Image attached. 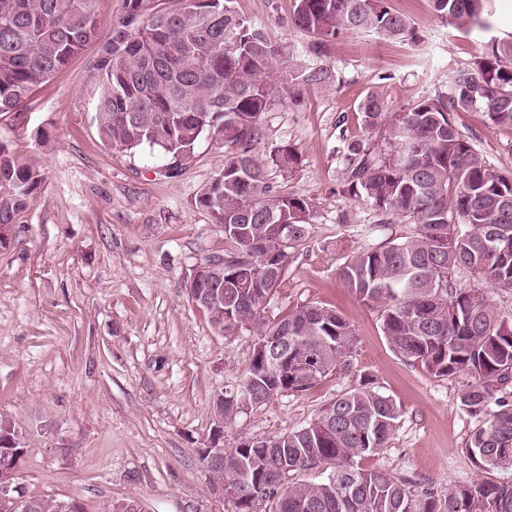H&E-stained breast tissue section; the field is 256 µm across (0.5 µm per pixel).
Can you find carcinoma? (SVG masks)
<instances>
[{
	"instance_id": "cac0c4a2",
	"label": "carcinoma",
	"mask_w": 512,
	"mask_h": 512,
	"mask_svg": "<svg viewBox=\"0 0 512 512\" xmlns=\"http://www.w3.org/2000/svg\"><path fill=\"white\" fill-rule=\"evenodd\" d=\"M97 0H0V112H17L41 85L99 36ZM125 0L112 36L95 65L100 85L96 123L101 142L121 152L148 148L168 160L170 177L194 157L206 137L225 148L224 168L204 184L196 204L233 244L206 261L212 288L224 290V316L204 309L213 330L229 335L247 325L283 283L287 250L304 244L312 203L268 183L252 154L261 115L280 94L301 104L303 90L327 88L335 73L284 55L241 11L240 0ZM231 3L235 13L226 12ZM390 0H293L290 23L311 38L319 57L349 32L386 39L415 38L410 19ZM435 17L480 32L477 53L451 71L448 90L407 106L371 91L359 105L364 130L389 146L348 145L342 195L364 201L383 224L411 232L353 255L339 271L344 288L379 301L380 330L392 351L435 377L465 372L475 384L460 396L479 419L465 451L481 469L512 468V315L495 307L480 284L512 290V175L488 168L456 128V112L480 110L512 128V36H485L483 0H431ZM288 58V82L275 64ZM271 162L288 171L299 162L291 146ZM45 184L40 162L0 140V225L18 224ZM497 249L487 247L491 231ZM273 276L255 279L263 258ZM477 282L460 287L462 275ZM457 315H448V305ZM358 337L340 312L319 304L280 317L254 345L240 388L250 407L284 392H305L323 378L353 368ZM363 375L327 403L306 426L240 443L224 457V489L234 512H512V485L478 479L448 488L442 500L425 492L417 506L406 483L362 462L388 447L400 409ZM226 420L242 413L214 399ZM329 471L319 483L292 482L300 471Z\"/></svg>"
}]
</instances>
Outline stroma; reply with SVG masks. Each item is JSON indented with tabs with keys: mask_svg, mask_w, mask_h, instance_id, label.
<instances>
[{
	"mask_svg": "<svg viewBox=\"0 0 512 512\" xmlns=\"http://www.w3.org/2000/svg\"><path fill=\"white\" fill-rule=\"evenodd\" d=\"M418 42L350 33L329 49L337 80L308 89L300 107L273 100L253 154L270 182L314 205L311 233L288 252L285 284L253 323L215 333L188 298L193 268L231 244L196 195L224 165V149L199 140L193 160L167 177L150 150L121 152L99 139L94 65L124 0H100L101 35L36 90L20 111L0 113V139L38 158L46 182L0 248V416L14 420L24 456L11 484L26 498L77 501L82 512L131 504L139 512H233L216 495L198 455L214 426L217 392L233 388L254 344L287 311L314 303L340 310L358 334L353 372L305 392H285L224 426L225 448L307 425L357 375L401 411L387 448L366 465L409 482L415 495L485 479L512 483V469L483 471L465 451L477 421L460 396L465 373L431 376L389 348L379 303L349 294L337 272L355 253L402 236L367 203L342 196L348 145L364 139L358 105L372 90L402 106L448 87V72L476 48L474 35L435 19L430 0H390ZM292 0H241L271 40L309 64V39L288 23ZM456 127L491 170H512V129L482 111L458 112ZM297 148L286 172L273 147Z\"/></svg>",
	"mask_w": 512,
	"mask_h": 512,
	"instance_id": "1",
	"label": "stroma"
}]
</instances>
